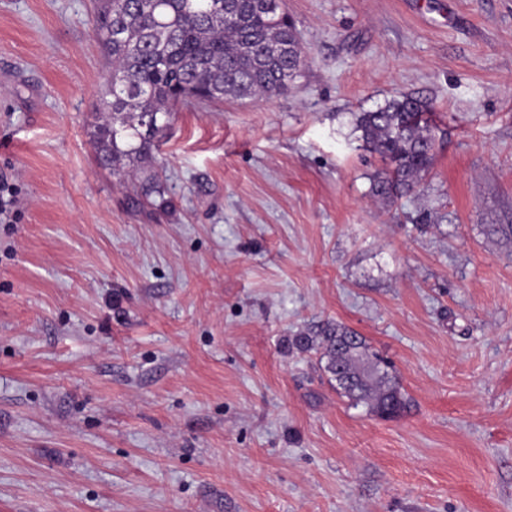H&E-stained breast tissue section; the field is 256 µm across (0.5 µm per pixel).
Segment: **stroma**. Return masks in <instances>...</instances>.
Instances as JSON below:
<instances>
[{
  "label": "stroma",
  "instance_id": "obj_1",
  "mask_svg": "<svg viewBox=\"0 0 512 512\" xmlns=\"http://www.w3.org/2000/svg\"><path fill=\"white\" fill-rule=\"evenodd\" d=\"M285 6L295 87L173 113L142 204L93 0H0V512H512V0ZM404 95L435 161L387 200L354 115ZM328 320L407 412L285 352ZM16 191L7 176H0V223L10 224L16 219Z\"/></svg>",
  "mask_w": 512,
  "mask_h": 512
}]
</instances>
